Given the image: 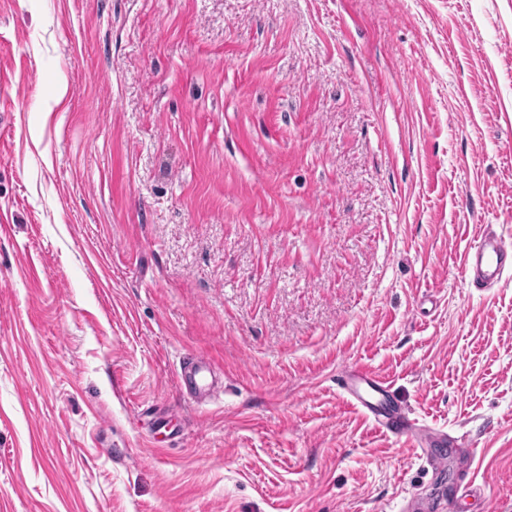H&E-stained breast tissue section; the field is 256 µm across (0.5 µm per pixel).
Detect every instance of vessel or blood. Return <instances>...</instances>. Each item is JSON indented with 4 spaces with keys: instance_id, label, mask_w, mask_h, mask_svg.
Masks as SVG:
<instances>
[{
    "instance_id": "obj_1",
    "label": "vessel or blood",
    "mask_w": 512,
    "mask_h": 512,
    "mask_svg": "<svg viewBox=\"0 0 512 512\" xmlns=\"http://www.w3.org/2000/svg\"><path fill=\"white\" fill-rule=\"evenodd\" d=\"M463 266L474 284L479 287L501 281L506 269L512 268V245L498 234L488 233L481 236L477 246L463 255ZM210 368L206 361L194 358L185 361L180 373L183 388L193 391L195 397H203L209 391ZM337 386L347 396L349 404L361 410L365 416L383 433L397 438L406 436L419 439L420 442L442 439L437 429L421 425L418 419L403 413H384L373 402L371 395L387 390L386 381L372 372L358 368L350 374L341 376Z\"/></svg>"
}]
</instances>
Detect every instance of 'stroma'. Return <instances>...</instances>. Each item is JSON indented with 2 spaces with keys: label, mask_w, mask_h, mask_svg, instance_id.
<instances>
[{
  "label": "stroma",
  "mask_w": 512,
  "mask_h": 512,
  "mask_svg": "<svg viewBox=\"0 0 512 512\" xmlns=\"http://www.w3.org/2000/svg\"><path fill=\"white\" fill-rule=\"evenodd\" d=\"M0 221V512H512V0H0ZM462 260L473 283L485 288L500 282L504 271L512 268V247L501 235L488 233L481 236L477 246L464 253ZM209 364L202 358H194L185 361L181 369V386L187 390H193V394L198 400H201L211 387ZM336 384L348 397L349 404L361 410L376 428L387 435L418 438L422 443L444 437L439 430L423 426L418 419L407 414L381 412L372 401L371 393L387 391V382L366 369L357 368L350 374L342 375L336 380Z\"/></svg>",
  "instance_id": "obj_1"
}]
</instances>
